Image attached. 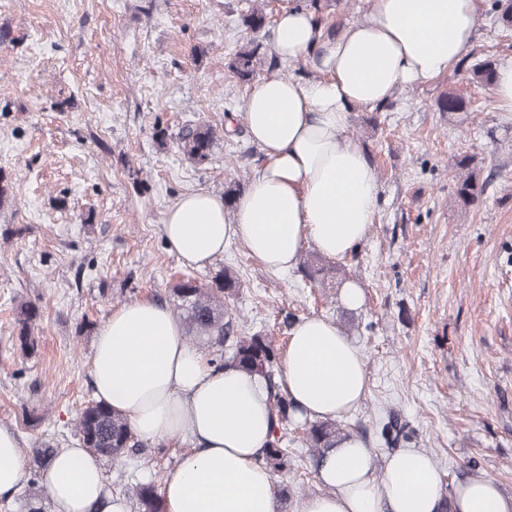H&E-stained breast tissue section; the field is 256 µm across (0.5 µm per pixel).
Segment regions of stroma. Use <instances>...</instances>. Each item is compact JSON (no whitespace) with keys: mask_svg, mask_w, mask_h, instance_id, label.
Returning <instances> with one entry per match:
<instances>
[{"mask_svg":"<svg viewBox=\"0 0 512 512\" xmlns=\"http://www.w3.org/2000/svg\"><path fill=\"white\" fill-rule=\"evenodd\" d=\"M246 0H0V424L25 448L54 441L93 396V341L113 310L220 269L241 288L238 332L286 346L285 315L346 320L365 358L367 393L343 418L375 453L381 427L404 425V445L430 453L447 487L476 472L512 495V112L473 82L471 64L512 61V30L482 12L465 64L354 113L352 133L375 167L376 222L331 284L300 267L274 271L244 246H225L203 269L183 265L162 221L179 196L246 186L260 151L237 131L248 84L226 64L248 41ZM465 93L462 112L438 111ZM217 131L209 163L178 149L188 125ZM167 131L166 141L153 135ZM469 154L491 182L473 205L452 199L455 156ZM357 282L364 303L339 290ZM40 313L36 356L17 349L16 305ZM291 426L289 470L275 474L288 512L317 492ZM192 443L153 444L141 478L162 483Z\"/></svg>","mask_w":512,"mask_h":512,"instance_id":"1","label":"stroma"}]
</instances>
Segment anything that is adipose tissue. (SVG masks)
Listing matches in <instances>:
<instances>
[{
  "mask_svg": "<svg viewBox=\"0 0 512 512\" xmlns=\"http://www.w3.org/2000/svg\"><path fill=\"white\" fill-rule=\"evenodd\" d=\"M482 3L366 0L360 20L329 36L300 0H277L272 53L283 64L309 63L319 77L252 82L245 121L262 162L233 206L197 191L168 210L163 233L181 263L207 267L231 240L273 270L296 266L307 244L331 260L349 256L369 234L380 189L350 135L354 113L448 73L476 40ZM280 369L304 419L343 417L367 390L362 352L319 316L292 326ZM90 374L96 399L124 413L141 439L193 442L161 486L166 512H276L274 478L261 460L272 417L260 375L211 365L172 311L149 299L113 311L97 333ZM21 448L19 433L0 425V495L25 478ZM372 460L362 441L345 440L320 464V490L300 512H512V498L481 475L446 492L425 451H396L379 473ZM44 480L48 512H126L99 458L80 443L57 452Z\"/></svg>",
  "mask_w": 512,
  "mask_h": 512,
  "instance_id": "1",
  "label": "adipose tissue"
}]
</instances>
